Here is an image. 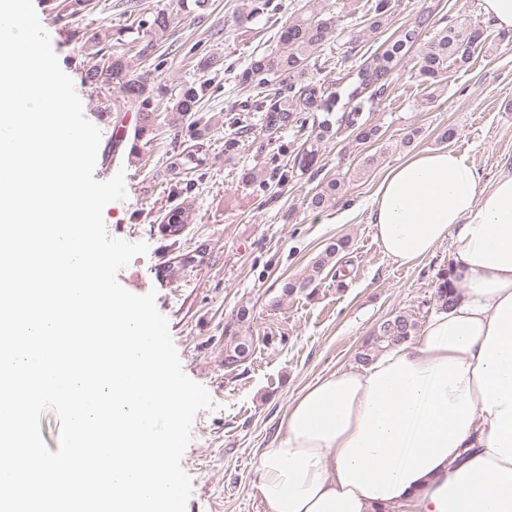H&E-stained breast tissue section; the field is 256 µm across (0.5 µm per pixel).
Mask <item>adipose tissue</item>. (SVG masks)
I'll return each mask as SVG.
<instances>
[{
	"instance_id": "adipose-tissue-1",
	"label": "adipose tissue",
	"mask_w": 512,
	"mask_h": 512,
	"mask_svg": "<svg viewBox=\"0 0 512 512\" xmlns=\"http://www.w3.org/2000/svg\"><path fill=\"white\" fill-rule=\"evenodd\" d=\"M368 221L399 266L450 241L458 301L301 392L258 461L265 510L512 512V170L484 185L454 150L417 152Z\"/></svg>"
}]
</instances>
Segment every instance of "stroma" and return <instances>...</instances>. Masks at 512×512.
Returning <instances> with one entry per match:
<instances>
[{
    "label": "stroma",
    "instance_id": "stroma-1",
    "mask_svg": "<svg viewBox=\"0 0 512 512\" xmlns=\"http://www.w3.org/2000/svg\"><path fill=\"white\" fill-rule=\"evenodd\" d=\"M93 12L69 15L63 0H33L62 69L76 93L88 101L85 117L102 135L115 126H138L130 109L100 116L98 97L84 81V46L103 27L126 23L117 0H95ZM244 0H210L204 15L186 14L179 0H144L147 11L173 17L170 48L144 64L163 83H207L202 98L206 123L170 125L154 115V131L138 158L116 157L126 198L107 204L103 220L109 236L143 242L146 254L122 268L117 279L136 295L156 294L184 373L203 385L213 408L200 411L182 467L192 480L186 512H264L256 486L260 454L275 442L279 423L298 393L317 378L356 363L366 339L385 319L405 313L424 328L436 313L437 277L452 262L449 243L417 266L398 267L384 256L367 222L372 194L393 166L431 148L468 157L482 182H490L512 162V33L487 27V39L467 64L451 65L438 88L420 85L403 63L393 78L389 100L365 110L362 119L378 127V139L360 144L351 129L331 135L311 163H303L292 133L267 136L256 116L249 137L225 150V108L245 99L237 73L255 55L274 49L276 38L264 17L240 36ZM337 20V38L324 46L326 68L310 73L335 87L348 73L346 51L368 56L415 11L427 5L434 21L481 20L482 0H399L388 26L367 34L368 0H318ZM193 139L209 148L204 169L187 181H171L163 156ZM293 167L286 183L272 178L274 164ZM344 181L328 208H309L320 183ZM190 207L192 221L180 239L161 230L174 205ZM351 247L321 273L312 264L340 238ZM194 263L168 275L165 268L183 253ZM314 276L309 292L284 294L285 283ZM250 314L238 322L239 307ZM238 331L252 346L235 366L224 364V331Z\"/></svg>",
    "mask_w": 512,
    "mask_h": 512
}]
</instances>
